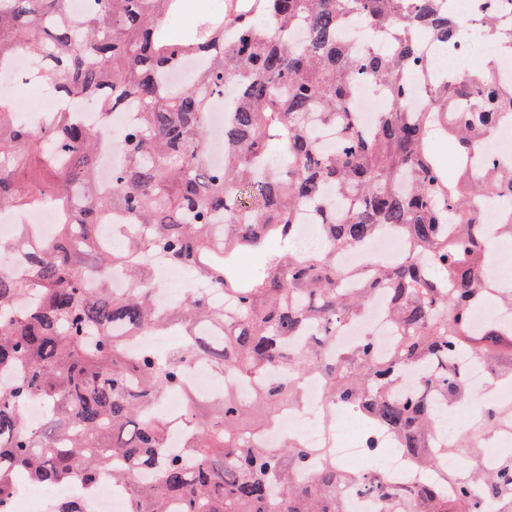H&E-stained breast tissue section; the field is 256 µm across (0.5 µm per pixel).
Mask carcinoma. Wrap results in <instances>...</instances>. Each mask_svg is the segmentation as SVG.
Masks as SVG:
<instances>
[{
	"label": "carcinoma",
	"mask_w": 512,
	"mask_h": 512,
	"mask_svg": "<svg viewBox=\"0 0 512 512\" xmlns=\"http://www.w3.org/2000/svg\"><path fill=\"white\" fill-rule=\"evenodd\" d=\"M86 2L73 16L69 0H0V61L24 53L46 62L37 70L44 87L64 102H95L103 123L125 96L142 107L116 135L124 161L104 192L99 130L65 109L34 129L0 93V206L80 199L56 240L11 242L25 268L0 269V377H14L0 386V512L27 485L78 482L91 493L109 467L130 489L132 512H346V484L378 495L383 512H512V458L493 471L477 464L482 430L498 421L492 410L456 443L476 461L469 474L441 473L414 488L358 477L329 449L292 436L272 447L254 438L316 373L329 403L355 407L418 472L430 470L448 452L436 443L435 401L467 393L453 360L463 352L480 362L508 338L494 321L478 335L469 327L473 307L491 296L512 309V287L483 276L481 209L491 195H512V159L476 154L512 119V84L489 64L457 78L420 43L425 32L448 51L460 20L441 0H224L185 26L182 0ZM353 21L387 44L341 40ZM298 29L302 39H288ZM189 56L207 68L187 85L164 82ZM412 72L426 86L416 109ZM367 81L380 83L386 106L365 129L348 108ZM227 83L237 95L224 119V161L213 165L208 116ZM324 127L342 132L333 149L319 145ZM437 131L457 142L452 172L431 149ZM306 208L324 214L323 246L310 252L295 246ZM113 213L127 217L128 234L106 251L96 232ZM388 233L405 239L407 255L369 259L353 285L338 256ZM155 255L222 290L230 305L192 291L157 306ZM109 268L125 271V292L104 279L86 287L91 270ZM377 295L397 331L390 352L379 354L370 336L338 346L339 329ZM204 324L221 327L224 342L196 334ZM171 326L181 338L170 351L131 350L136 337ZM193 361L257 393L189 403L184 451L167 452L169 422L154 406L183 391ZM406 374L419 391L397 397ZM32 398L53 408L43 432L23 420ZM252 415L259 420L250 424ZM144 468L154 478L140 484Z\"/></svg>",
	"instance_id": "carcinoma-1"
}]
</instances>
